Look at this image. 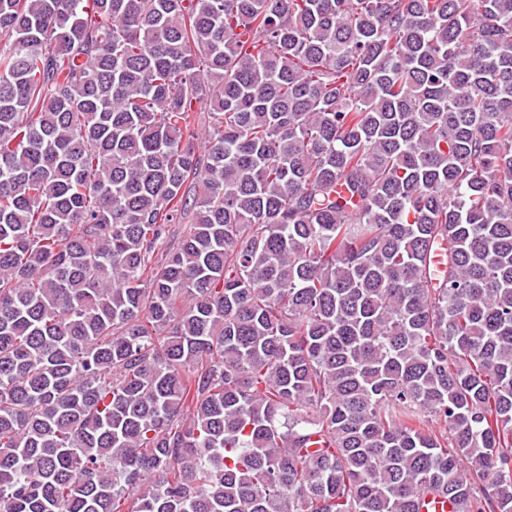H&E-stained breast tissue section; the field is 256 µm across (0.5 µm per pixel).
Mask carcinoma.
<instances>
[{"label": "carcinoma", "mask_w": 512, "mask_h": 512, "mask_svg": "<svg viewBox=\"0 0 512 512\" xmlns=\"http://www.w3.org/2000/svg\"><path fill=\"white\" fill-rule=\"evenodd\" d=\"M427 495L512 512V0H0V512Z\"/></svg>", "instance_id": "carcinoma-1"}]
</instances>
